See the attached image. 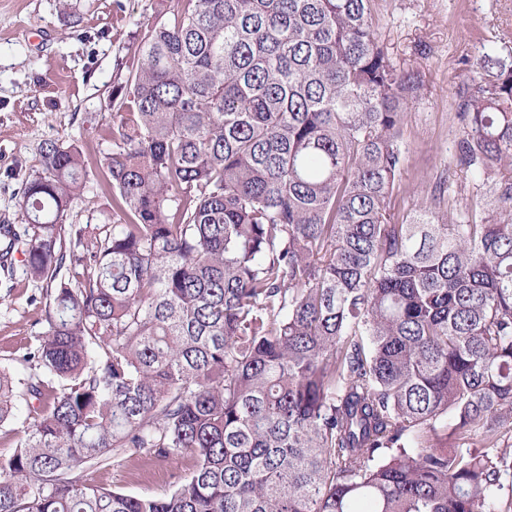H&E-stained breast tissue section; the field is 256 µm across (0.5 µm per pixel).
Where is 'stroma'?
I'll list each match as a JSON object with an SVG mask.
<instances>
[{"label":"stroma","mask_w":512,"mask_h":512,"mask_svg":"<svg viewBox=\"0 0 512 512\" xmlns=\"http://www.w3.org/2000/svg\"><path fill=\"white\" fill-rule=\"evenodd\" d=\"M166 2L0 0V224L25 223L22 188L40 169L41 143L57 138L79 141L88 172L66 223H112V189L101 166L112 141L101 125L112 111L134 21L154 18ZM371 9L390 60L424 84L406 112L404 170L391 214L409 219L415 195L440 182L442 209L482 223L498 181L473 180L460 165L454 101L476 58L512 55V0H372ZM31 293L23 277L0 280L2 364L41 330ZM192 467L187 456L164 461L130 452L87 478L128 494H161Z\"/></svg>","instance_id":"stroma-1"}]
</instances>
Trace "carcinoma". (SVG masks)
<instances>
[{"mask_svg": "<svg viewBox=\"0 0 512 512\" xmlns=\"http://www.w3.org/2000/svg\"><path fill=\"white\" fill-rule=\"evenodd\" d=\"M371 0H172L131 36L104 156L117 223L64 224L76 140H49L0 224L43 330L0 364V512H512V182L492 216L398 223L423 86ZM459 162L512 166V62L458 91ZM129 449L192 472L90 483Z\"/></svg>", "mask_w": 512, "mask_h": 512, "instance_id": "cac0c4a2", "label": "carcinoma"}]
</instances>
